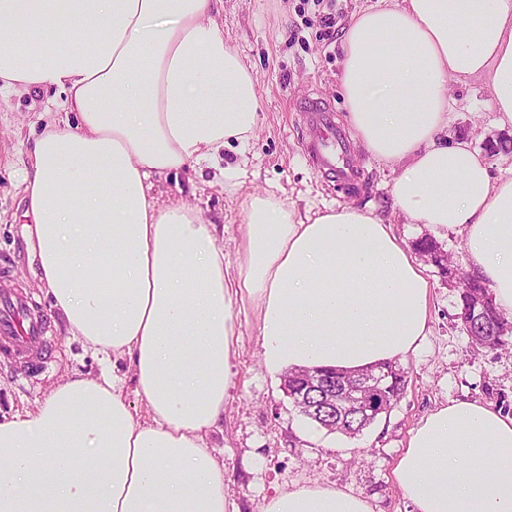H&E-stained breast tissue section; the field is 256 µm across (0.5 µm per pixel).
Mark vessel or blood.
<instances>
[{"mask_svg":"<svg viewBox=\"0 0 512 512\" xmlns=\"http://www.w3.org/2000/svg\"><path fill=\"white\" fill-rule=\"evenodd\" d=\"M313 129L307 145L316 168L341 182L358 177V167L348 154L344 134L335 113L320 100L303 107ZM7 273L0 268V350L10 355L24 372L34 373L53 354L48 336L49 319L35 311L32 302L20 289L9 287Z\"/></svg>","mask_w":512,"mask_h":512,"instance_id":"1","label":"vessel or blood"}]
</instances>
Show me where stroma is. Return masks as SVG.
<instances>
[{"instance_id": "obj_1", "label": "stroma", "mask_w": 512, "mask_h": 512, "mask_svg": "<svg viewBox=\"0 0 512 512\" xmlns=\"http://www.w3.org/2000/svg\"><path fill=\"white\" fill-rule=\"evenodd\" d=\"M369 0H224V40L251 66L261 99L260 127L245 151L224 152L228 165L244 163L238 190L227 191L211 174L194 169L155 180L156 196L184 201L200 209L224 233L226 260H234L243 202L257 192L298 208L327 205L372 210L405 245L434 239L443 253L465 268L466 235L433 232L407 223L391 194L396 173L378 162L359 140L351 149L362 179L345 188L322 176L305 153L311 134L301 107L319 98L331 104L338 121L347 117L337 90L344 28ZM332 15V29L319 23ZM448 94L458 102L448 125L449 141L464 140L489 162L494 176L512 174V125H500L486 78H449ZM46 107L41 93L0 96V266L9 269L14 287L25 289L41 306L50 303L39 282L38 260L26 246L18 172L30 161V149L44 128L38 119ZM433 284L426 336L419 350L399 360L407 374L400 400L362 434L349 437L316 429L282 391L281 377L265 368L258 348L254 314L240 316L242 336L232 356L233 387L224 403L222 430L209 445L224 463L228 512H259L264 498L298 484L336 486L362 496L372 512H408L392 469L410 431L432 409L454 401H479L494 409H512V335L505 346H475L462 331L459 290L437 268L426 265ZM56 354L46 369L21 375L13 360L0 356V420L33 409L38 400L72 373L99 377L101 366L80 342L69 340L58 314H51ZM320 441H307L309 431Z\"/></svg>"}]
</instances>
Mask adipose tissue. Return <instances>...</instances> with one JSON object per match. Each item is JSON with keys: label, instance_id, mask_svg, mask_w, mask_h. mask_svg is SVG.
Returning <instances> with one entry per match:
<instances>
[{"label": "adipose tissue", "instance_id": "1", "mask_svg": "<svg viewBox=\"0 0 512 512\" xmlns=\"http://www.w3.org/2000/svg\"><path fill=\"white\" fill-rule=\"evenodd\" d=\"M224 0H0V92L53 93L61 120L20 178L39 280L101 378L66 377L0 423V512H227L208 444L233 384L238 314L251 308L273 374L356 372L414 353L432 285L403 241L356 207H244L236 262L154 178L219 167L260 123L255 77L224 40ZM340 86L360 142L394 168L413 224L463 229L466 265L512 314V177L448 143V79L485 77L512 125V0H393L353 16ZM134 370L145 407L123 398ZM410 512H512V411L443 404L411 431L393 470ZM260 512H372L343 489L302 484ZM118 365L119 368L117 371L119 375L124 376L125 380L123 389L124 399L128 404H131L130 409L132 413L135 414V417L142 421L146 417V414L145 408L142 406L135 392L136 385L134 381V372L127 364L125 365L123 362H119Z\"/></svg>", "mask_w": 512, "mask_h": 512}]
</instances>
